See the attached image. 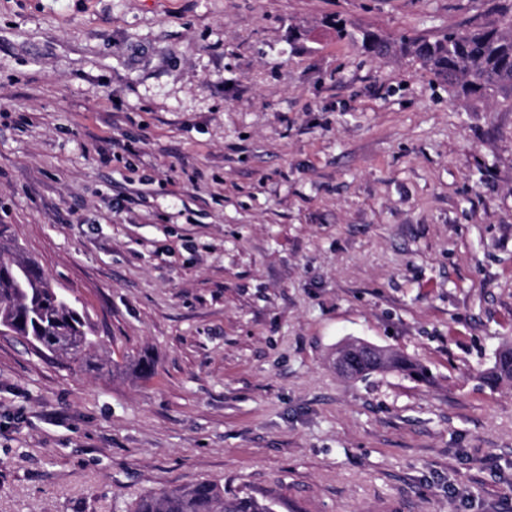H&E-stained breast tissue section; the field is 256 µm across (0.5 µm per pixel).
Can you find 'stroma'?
Instances as JSON below:
<instances>
[{"instance_id":"stroma-1","label":"stroma","mask_w":512,"mask_h":512,"mask_svg":"<svg viewBox=\"0 0 512 512\" xmlns=\"http://www.w3.org/2000/svg\"><path fill=\"white\" fill-rule=\"evenodd\" d=\"M511 3L0 0V224L100 341L0 335V512H512V95L336 36ZM351 339L425 379H342ZM483 379L491 386L512 383V343L504 342L496 351L493 366L483 373ZM273 500L225 496L216 485L201 481L144 495L133 512H275Z\"/></svg>"}]
</instances>
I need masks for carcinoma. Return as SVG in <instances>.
Returning a JSON list of instances; mask_svg holds the SVG:
<instances>
[{
    "label": "carcinoma",
    "mask_w": 512,
    "mask_h": 512,
    "mask_svg": "<svg viewBox=\"0 0 512 512\" xmlns=\"http://www.w3.org/2000/svg\"><path fill=\"white\" fill-rule=\"evenodd\" d=\"M362 43L375 56L398 49L447 82L448 91L458 97L495 98L512 91V9L491 25L451 28L432 41L405 38L394 43L366 35ZM0 328L39 353L79 365L88 362V352L99 346L86 311L51 285L36 261L12 241L6 224H0ZM341 354L349 378L363 379L385 371L424 378L418 364L390 348L375 356L354 348ZM483 379L491 386L512 383L511 342L499 347ZM134 512H275V502L228 497L216 485L201 481L148 493L136 503Z\"/></svg>",
    "instance_id": "cac0c4a2"
}]
</instances>
